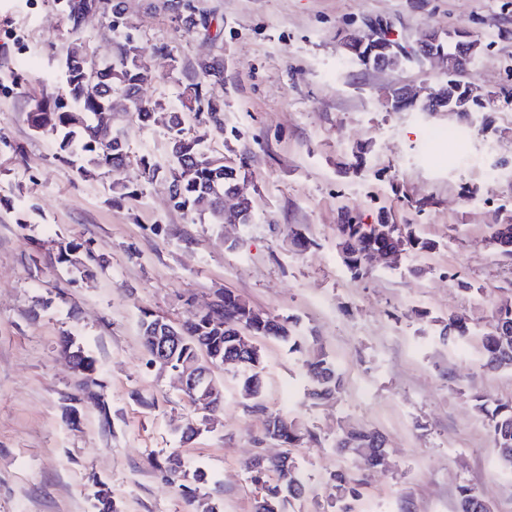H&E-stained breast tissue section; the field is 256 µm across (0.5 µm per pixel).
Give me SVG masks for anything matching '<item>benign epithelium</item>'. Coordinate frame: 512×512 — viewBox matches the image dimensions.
<instances>
[{
    "label": "benign epithelium",
    "instance_id": "1",
    "mask_svg": "<svg viewBox=\"0 0 512 512\" xmlns=\"http://www.w3.org/2000/svg\"><path fill=\"white\" fill-rule=\"evenodd\" d=\"M364 26V34H351L345 38V49L353 55L361 56L370 68H394L392 51L399 52L401 48L389 42L391 22L375 17L366 20ZM478 47L479 42L473 40L464 28L458 29L450 40L441 38L436 32L425 33L416 43L417 55L441 64L452 81L438 91L429 90L424 96L413 88H397L388 96V102L396 110L404 105H414L428 112L446 110L460 118L465 117L471 105L479 102V97L474 95L469 84L456 79V76L460 75ZM150 340L152 364H158L163 369L170 368L171 349L179 345L181 337L152 336ZM227 365L228 362L215 356L195 359L184 364L183 368L174 370L182 389L191 395V404L196 410L212 414L224 400V392L212 381V374Z\"/></svg>",
    "mask_w": 512,
    "mask_h": 512
}]
</instances>
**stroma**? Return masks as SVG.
Listing matches in <instances>:
<instances>
[{
  "instance_id": "1",
  "label": "stroma",
  "mask_w": 512,
  "mask_h": 512,
  "mask_svg": "<svg viewBox=\"0 0 512 512\" xmlns=\"http://www.w3.org/2000/svg\"><path fill=\"white\" fill-rule=\"evenodd\" d=\"M124 2L153 75L147 96L167 107L178 83L197 80L200 59L223 65L213 89L224 133L206 143L245 159L253 217L200 223L158 182L112 200V182L139 181L135 158L170 162L166 108L147 126L114 113L131 165L83 174L62 160L55 136L33 131L26 114L58 90L69 24L50 0H0V512H96L100 487L118 512H195L158 469L174 452L187 471L207 473L200 497L220 512H252L250 462L282 446L244 409L236 371H215L224 407L204 423L175 375L148 365L140 336L144 312L178 322L219 289L291 319L302 352L322 345L344 375L337 398L313 400L302 352L256 340L262 403L314 435L293 451L307 494L286 512H325L327 478L355 465L334 447L344 426L386 438L358 512H457L462 484L493 512H512V479L471 401L512 398V370L485 371L475 342L435 339L453 311L489 327L512 286V266L489 243L512 210V0H189L191 28L179 0ZM369 17L391 22L409 50L402 65L368 69L344 49L343 36L362 33ZM461 27L481 45L463 79L482 106L464 122L393 109V89L447 79L414 54L418 38ZM465 123L472 132L456 144L428 139ZM347 210L365 224L390 213L436 247L353 277L336 246ZM293 228L309 249L294 244ZM62 240L93 241L103 266L86 278L48 263L45 251ZM452 271L472 292L449 281ZM64 336L94 358L101 395L84 399L75 421L70 397L82 378L60 353ZM189 422L198 430L185 439Z\"/></svg>"
}]
</instances>
